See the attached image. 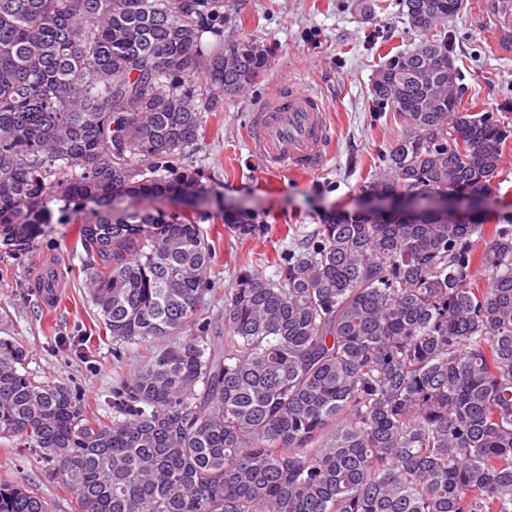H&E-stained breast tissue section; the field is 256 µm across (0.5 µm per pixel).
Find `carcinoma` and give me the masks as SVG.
<instances>
[{
	"label": "carcinoma",
	"instance_id": "cac0c4a2",
	"mask_svg": "<svg viewBox=\"0 0 512 512\" xmlns=\"http://www.w3.org/2000/svg\"><path fill=\"white\" fill-rule=\"evenodd\" d=\"M462 0H399L410 29ZM220 0H0V249L30 252L53 201L77 236L112 350L150 353L112 384V419L24 370L0 341V438L38 454L81 512H512V225L446 215L332 213L273 280L220 277L179 166L204 113L267 58L251 40L213 54ZM448 39L387 58L373 103L404 123L376 194L488 192L512 124L471 112ZM241 238L260 231L224 213ZM182 341L162 343L168 336ZM0 512H51L0 481Z\"/></svg>",
	"mask_w": 512,
	"mask_h": 512
}]
</instances>
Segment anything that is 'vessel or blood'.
<instances>
[{
	"label": "vessel or blood",
	"mask_w": 512,
	"mask_h": 512,
	"mask_svg": "<svg viewBox=\"0 0 512 512\" xmlns=\"http://www.w3.org/2000/svg\"><path fill=\"white\" fill-rule=\"evenodd\" d=\"M334 138L328 108L315 92L289 85L266 100L250 121V142L266 167L287 175L318 173Z\"/></svg>",
	"instance_id": "vessel-or-blood-1"
}]
</instances>
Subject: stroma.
<instances>
[{
    "mask_svg": "<svg viewBox=\"0 0 512 512\" xmlns=\"http://www.w3.org/2000/svg\"><path fill=\"white\" fill-rule=\"evenodd\" d=\"M384 4L369 12L361 0H221L225 39L264 45L269 66L248 91L225 97L218 111L206 113L201 138L181 157L206 189L196 216L221 277L206 297L207 311L223 307L224 290L242 264L276 277L281 258L299 248L326 215L361 211L380 153L404 132L395 113L373 111L374 77L388 55L421 41L401 19L397 0ZM497 27L485 0H463L461 11L435 33L451 38L454 65L465 77V105L474 112L512 115V49L503 47ZM376 29L385 31V40L371 42ZM289 83L321 94L334 124L326 165L310 177L266 169L248 136L252 113ZM487 200L490 220L512 218V139L502 148ZM228 209L254 216L263 226L261 234L241 240L225 230L222 217ZM83 254L72 223L50 225L24 256L0 253V339L25 348V367L36 379L80 390L87 409L107 419L113 382L142 362L144 348L130 345L122 358L113 357L112 340L92 302ZM48 277L58 290L52 306L39 294ZM0 480L35 489L52 512H78L75 498L38 457L3 438Z\"/></svg>",
    "mask_w": 512,
    "mask_h": 512,
    "instance_id": "1",
    "label": "stroma"
}]
</instances>
